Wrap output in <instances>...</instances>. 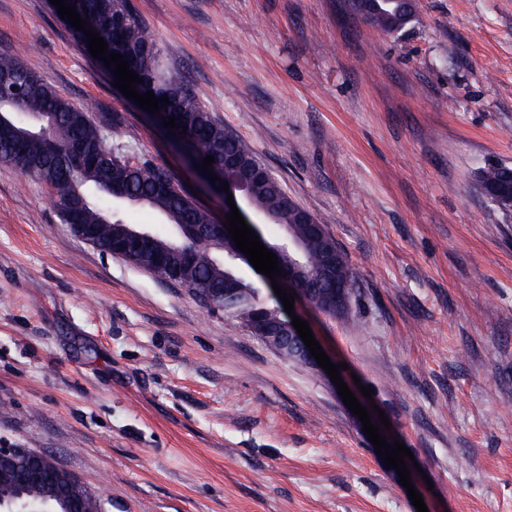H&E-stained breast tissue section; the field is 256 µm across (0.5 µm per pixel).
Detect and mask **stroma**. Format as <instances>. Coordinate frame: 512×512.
I'll use <instances>...</instances> for the list:
<instances>
[{
	"label": "stroma",
	"mask_w": 512,
	"mask_h": 512,
	"mask_svg": "<svg viewBox=\"0 0 512 512\" xmlns=\"http://www.w3.org/2000/svg\"><path fill=\"white\" fill-rule=\"evenodd\" d=\"M169 62L356 274L357 324L303 301L372 388L429 512H512V0H418L389 36L345 0H131ZM18 55L138 159L196 185L45 0H0ZM0 445L48 451L105 512H417L325 371L85 243L0 162ZM506 167L508 166L503 164H488L479 170V179L486 185L496 183ZM510 179L512 185V171L506 170L505 179L499 185L486 187L480 181H477V186L483 196L494 197L501 206L510 208L512 207V186L510 188Z\"/></svg>",
	"instance_id": "obj_1"
}]
</instances>
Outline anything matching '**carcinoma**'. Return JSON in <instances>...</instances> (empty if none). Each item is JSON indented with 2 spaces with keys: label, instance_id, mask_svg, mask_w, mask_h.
Returning <instances> with one entry per match:
<instances>
[{
  "label": "carcinoma",
  "instance_id": "cac0c4a2",
  "mask_svg": "<svg viewBox=\"0 0 512 512\" xmlns=\"http://www.w3.org/2000/svg\"><path fill=\"white\" fill-rule=\"evenodd\" d=\"M67 4L75 6L76 12L106 41L107 51L121 54L130 63L129 69L149 74L146 83L136 84L140 94L152 91L158 99L169 98L155 119L172 116L187 128V133L170 137L171 145L185 165L195 170L202 186L222 196L224 192L218 188L225 181L248 184L252 207L275 217L279 264L286 269L293 258L288 253L291 231L302 242L303 258L310 271L317 272L325 254L324 239L299 223L298 211L286 203L288 193L277 179L254 178L253 166L260 161L190 89L185 73L164 63L146 23L130 0H67ZM407 7V0H379L371 24L387 34H399L404 30L401 17ZM116 15L124 18L119 28L112 26ZM1 76L11 79L13 85L0 97V114L19 129L26 128L28 117L45 116L47 123L39 125L35 135L22 138L13 137L0 124V161L15 165L32 181L46 187L62 223L74 216L76 223L90 227L98 247L108 250L124 226L123 221L112 217L113 195L119 194L124 206L147 207L169 224L193 226L196 231L182 237L154 235L129 263L160 277L176 276L178 286L185 292L201 302L206 296L211 298L225 317L251 333L260 323L288 329V314L279 302L227 262L226 247L232 242L227 239L220 243L214 238L209 229L215 223L212 212L186 194L172 171L130 157L117 142L108 143L103 125L90 115L93 102L73 103L19 57L0 53ZM75 143L91 160L72 152ZM229 155L236 157L238 164L226 169L224 157ZM208 156L214 157L209 172L219 177L215 183L196 169ZM230 275L236 284L227 290L224 285ZM354 283L349 264H340L336 280L316 289L312 307L330 317L353 318L350 299ZM338 288L343 290L339 303ZM20 498L49 501L58 512H64L51 478H30L21 467L15 472L0 471V503Z\"/></svg>",
  "mask_w": 512,
  "mask_h": 512
}]
</instances>
